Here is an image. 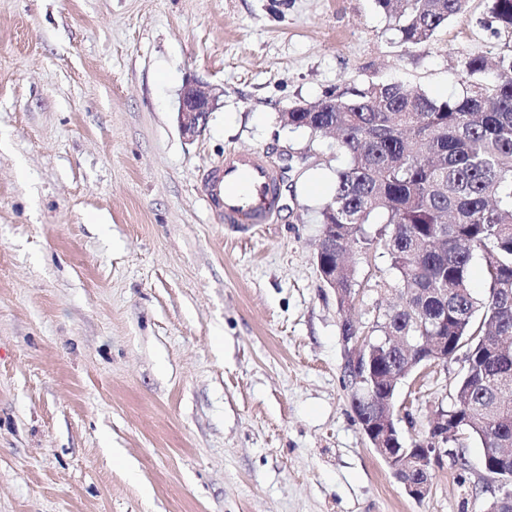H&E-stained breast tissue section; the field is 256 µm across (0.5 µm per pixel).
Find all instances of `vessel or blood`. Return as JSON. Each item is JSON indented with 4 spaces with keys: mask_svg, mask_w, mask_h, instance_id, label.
Here are the masks:
<instances>
[{
    "mask_svg": "<svg viewBox=\"0 0 512 512\" xmlns=\"http://www.w3.org/2000/svg\"><path fill=\"white\" fill-rule=\"evenodd\" d=\"M280 171L260 154L226 152L222 165L206 173L210 206L222 211L228 224L273 223L280 203Z\"/></svg>",
    "mask_w": 512,
    "mask_h": 512,
    "instance_id": "vessel-or-blood-1",
    "label": "vessel or blood"
}]
</instances>
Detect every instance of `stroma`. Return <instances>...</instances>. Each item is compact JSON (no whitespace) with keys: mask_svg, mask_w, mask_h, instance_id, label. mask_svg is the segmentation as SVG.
I'll use <instances>...</instances> for the list:
<instances>
[{"mask_svg":"<svg viewBox=\"0 0 512 512\" xmlns=\"http://www.w3.org/2000/svg\"><path fill=\"white\" fill-rule=\"evenodd\" d=\"M478 51L512 58L487 0L427 44L376 0H0V512H479L476 440L420 502L371 449L341 324L388 309L396 272L370 249L342 312L315 255L346 159L280 118L371 81L460 97ZM188 80L216 98L192 140ZM229 151L283 171L274 223L209 208ZM464 371L401 382L406 441Z\"/></svg>","mask_w":512,"mask_h":512,"instance_id":"35a3bbf8","label":"stroma"}]
</instances>
